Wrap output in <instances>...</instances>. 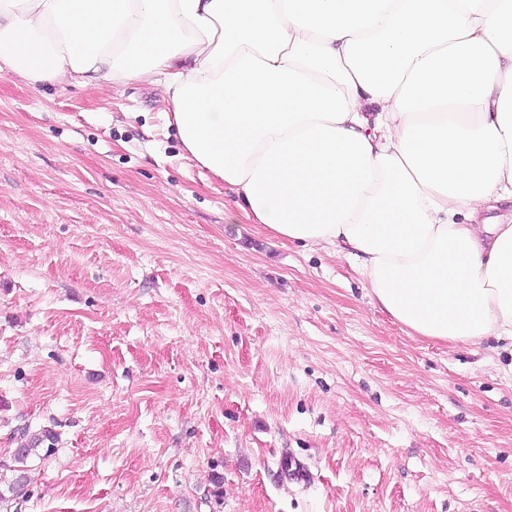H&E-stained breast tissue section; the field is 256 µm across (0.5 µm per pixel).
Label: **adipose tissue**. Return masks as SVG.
Segmentation results:
<instances>
[{"label":"adipose tissue","mask_w":512,"mask_h":512,"mask_svg":"<svg viewBox=\"0 0 512 512\" xmlns=\"http://www.w3.org/2000/svg\"><path fill=\"white\" fill-rule=\"evenodd\" d=\"M0 71L159 86L227 223L353 257L414 334L512 340V0H0Z\"/></svg>","instance_id":"ef3b65f1"}]
</instances>
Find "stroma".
Listing matches in <instances>:
<instances>
[{
	"label": "stroma",
	"mask_w": 512,
	"mask_h": 512,
	"mask_svg": "<svg viewBox=\"0 0 512 512\" xmlns=\"http://www.w3.org/2000/svg\"><path fill=\"white\" fill-rule=\"evenodd\" d=\"M169 109L0 73V482L58 435L19 512H512V342L411 334L344 255L226 223ZM27 429H22L20 435L23 436L21 448L14 454L16 463L24 464L27 459L33 455H40L39 451L46 447L45 455L51 453L57 442V435L52 428L43 427L37 433H27Z\"/></svg>",
	"instance_id": "obj_1"
}]
</instances>
